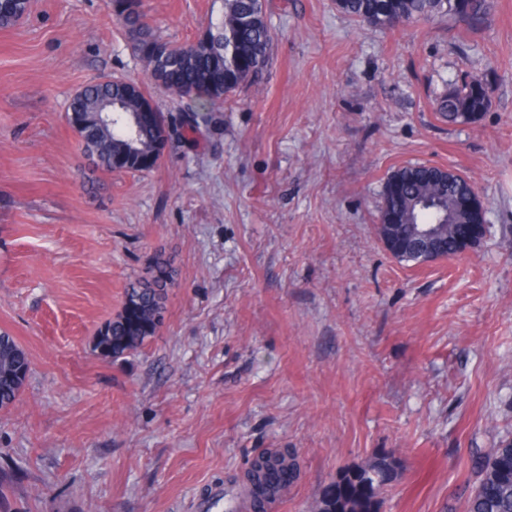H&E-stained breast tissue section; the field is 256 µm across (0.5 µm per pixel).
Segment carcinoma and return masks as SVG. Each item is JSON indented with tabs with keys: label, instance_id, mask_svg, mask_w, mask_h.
<instances>
[{
	"label": "carcinoma",
	"instance_id": "cac0c4a2",
	"mask_svg": "<svg viewBox=\"0 0 512 512\" xmlns=\"http://www.w3.org/2000/svg\"><path fill=\"white\" fill-rule=\"evenodd\" d=\"M117 3V13L133 51L144 60L149 82L180 98L189 97L194 111L208 109L245 87L253 85L266 66L272 47V33L263 0H224V15L207 28L209 38L173 43L156 35L143 7L132 11ZM337 9L358 23L379 29H394L419 20L451 16L474 29L484 24L494 0H336ZM29 0H0V26L22 17ZM149 99L144 92L130 90L123 82L90 83L76 92L67 112L80 115L76 129L79 145L87 156L105 170L143 172L131 159L117 167L114 158L124 148L150 153L165 135V119L158 114L151 126L134 128L131 112ZM489 100L484 84L461 77L436 98V112L450 124L475 123L487 110ZM399 181L398 193L383 196L382 210L400 214L402 224H437L448 241L444 255L454 257L452 201L474 190L473 183L458 174L448 175L426 164L407 165L393 171ZM172 275L159 265L148 277L130 283L121 311L105 323L94 341L99 356L118 360L137 351L159 329ZM29 365L25 350L8 333L0 334V377L15 376L8 388L0 386V410L12 407L22 392ZM295 471L288 451L264 452L251 463L248 477L254 494L262 498L270 490V477L280 483ZM474 489L465 502L466 512H512V441L503 440L490 449L477 465ZM398 475V466L379 454L373 461L354 469H343L335 484L320 496L315 512H380L383 489Z\"/></svg>",
	"mask_w": 512,
	"mask_h": 512
}]
</instances>
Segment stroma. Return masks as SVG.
<instances>
[{
  "label": "stroma",
  "mask_w": 512,
  "mask_h": 512,
  "mask_svg": "<svg viewBox=\"0 0 512 512\" xmlns=\"http://www.w3.org/2000/svg\"><path fill=\"white\" fill-rule=\"evenodd\" d=\"M184 43L223 0H143ZM261 82L183 129L187 100L148 85L112 0H32L0 27V331L26 350L0 411L8 512H198L257 454L293 450L270 512H311L345 468L400 465L381 512H464L475 464L512 438V0L382 31L336 0H265ZM471 125L434 98L461 75ZM111 75L170 123L153 170L105 172L65 120ZM467 176L492 229L412 266L377 226L394 169ZM172 272L164 319L117 361L93 349L130 281ZM488 106L485 86L475 78L456 79L447 84L436 98V112L441 119L448 121V124L475 123Z\"/></svg>",
  "instance_id": "obj_1"
}]
</instances>
